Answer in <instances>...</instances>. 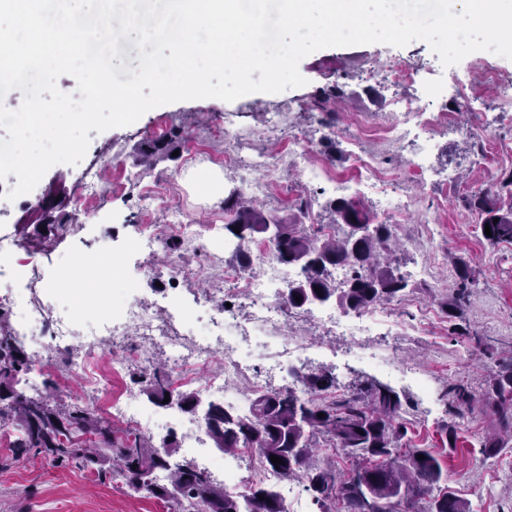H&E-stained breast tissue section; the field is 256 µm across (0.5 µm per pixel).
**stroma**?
I'll return each mask as SVG.
<instances>
[{"label": "stroma", "mask_w": 512, "mask_h": 512, "mask_svg": "<svg viewBox=\"0 0 512 512\" xmlns=\"http://www.w3.org/2000/svg\"><path fill=\"white\" fill-rule=\"evenodd\" d=\"M395 56L418 70L416 83L394 89L380 76L363 79L364 68L382 67L387 58ZM485 62L512 79V60L490 52L472 53L446 67L420 40L404 47H330L300 62L299 70L307 80L302 87L277 94L252 93L230 103L179 101L149 110L131 126L91 133L85 158L96 162L100 170L93 206L83 204V167L79 164L54 165L33 191L16 200L0 196V235L21 236L37 254V272L29 279L24 297L42 300L52 271L73 267L79 259L84 266L76 269L75 287L55 295L59 312L134 300L163 311L176 295L185 303L184 324L198 335L207 334L210 315L222 304H231L238 317H245L233 282L224 278L225 268L235 264L234 253L224 248V235L207 238L201 251H186L175 246L167 227L173 210L193 224L224 222V196L239 188L242 171L220 164L224 143L215 137V130L233 129L245 159L278 157L285 139L294 134L315 140L316 161L328 164L333 175L343 178L352 173V143L360 141L379 167L395 174L414 199L410 217L395 227L399 264L427 263L428 278L410 280L403 295L390 305L389 325L375 326L368 336H325L305 316L289 318L275 328L252 329L250 341L243 346L249 369L231 390L251 396L252 377L279 359L283 341L290 340L307 359V371L335 375L337 395L347 394L355 382L365 379L405 394L410 404L403 418L413 443L441 447L440 427L448 418L445 385L462 380L480 395L497 364L496 357L448 333L441 304L452 295L459 260L470 263L478 280L466 311L471 328L512 346V243L493 244L484 239L478 214L461 204L462 197L472 193L499 192L502 177L512 171V120L507 119L494 85L470 77ZM452 74L464 78L467 95L481 100L479 110H469L462 97L447 92ZM336 83L343 85L346 95L335 104L336 124L326 142L318 137L322 115L313 110L312 103L322 89ZM433 88L438 91L436 106L447 111L453 124L433 128L427 158L431 174L422 181L410 169L416 144H395L379 136L358 138L353 117L363 114L370 123L382 124L390 115L393 95L418 99ZM474 128L481 131L482 140L470 137ZM173 130L181 134L178 155L160 157L149 166L139 161L140 145ZM481 149L488 156L482 169L472 163ZM451 170L458 175L453 191L445 181ZM157 185L165 189L166 205L144 218L139 197ZM306 192L316 195L315 219L329 223L321 204L335 196L330 183L305 182L291 167H279L267 194L254 197L253 202L267 214L292 218L295 196ZM150 235L155 238L152 249H135V242ZM105 249L126 253L125 265L102 269L97 279L86 278L84 267L94 265ZM174 260L192 268L205 267L206 272L170 282L168 269ZM419 303L432 310L428 321L417 316ZM405 363L429 380L428 402H421L414 383L403 379L399 367ZM67 365V358L49 354L44 375L45 384L58 387L64 401L77 399L98 409L109 395L128 391L136 396L140 409L149 413L158 412L159 407L148 398L138 378L170 367L162 352L145 350L142 363L125 370L109 390L94 393L78 377L59 387L58 376ZM453 420L458 443L446 459L449 486L469 501L473 512H512V442L493 458L481 452L484 438L497 428L490 406L478 398L472 410ZM9 454L7 445L1 444L0 503L7 504L10 512H170L167 503L130 490L121 477L103 480L92 472L57 467L38 457L14 463Z\"/></svg>", "instance_id": "1"}]
</instances>
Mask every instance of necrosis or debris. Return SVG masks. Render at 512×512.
<instances>
[{
	"label": "necrosis or debris",
	"mask_w": 512,
	"mask_h": 512,
	"mask_svg": "<svg viewBox=\"0 0 512 512\" xmlns=\"http://www.w3.org/2000/svg\"><path fill=\"white\" fill-rule=\"evenodd\" d=\"M391 105L396 115L395 120L375 129L387 139L395 143L412 141L419 139L428 130L430 123L424 118L428 111L427 105L400 96L393 97ZM375 130L366 126L362 132L368 135ZM312 147V141L291 139L278 160L265 157L253 159L251 167L255 175L245 180V189L253 193L266 192L269 187L268 175L274 173L278 165L290 164L299 167L308 179L331 180L337 194L349 195L357 190L375 196L377 220L397 223L411 213L414 206L412 196L400 187L398 180L382 172L371 156L360 150L352 151L354 181L333 180L324 166L312 162ZM252 257L262 264L261 274L229 268L225 275L236 281L247 299L251 308L249 322L266 326L278 324L290 314L288 287L299 279V270L276 262L272 257V246L268 243L256 245ZM227 314V308L215 309L208 335L186 336L164 332L154 314L139 305L132 304L121 309L108 307L98 312V327L89 333L78 320L44 304L37 307L35 314L20 319L13 334L21 344L31 348L42 350L50 347L56 352L68 353V377H87L97 386L101 382L120 377L136 361L138 354L129 349L126 341L128 331L136 330L142 346L168 355L177 372V385H199L207 398L227 400L230 408L243 412L250 406L248 399L237 397L229 400L225 397L227 388L247 370L240 355L239 339H231L224 334ZM104 340L114 345L113 360L107 373L97 377L92 370L101 358L100 343ZM211 365L219 366V374L200 376V368ZM134 401L133 394L123 392L112 397L106 403L105 410L110 417L126 422L133 429L162 439L168 437L171 429H179L183 446L192 451L200 468L220 474L226 489L239 487L245 456L228 455L222 459L213 457L208 450V435L203 420L181 425L171 418L145 422Z\"/></svg>",
	"instance_id": "1"
}]
</instances>
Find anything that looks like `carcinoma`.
Wrapping results in <instances>:
<instances>
[{"label":"carcinoma","instance_id":"carcinoma-1","mask_svg":"<svg viewBox=\"0 0 512 512\" xmlns=\"http://www.w3.org/2000/svg\"><path fill=\"white\" fill-rule=\"evenodd\" d=\"M341 94L339 86H330L312 107L326 112L328 104ZM169 145V141L146 142L139 148L141 162H153ZM464 203L480 215V228L490 225L488 241L512 240V207L503 209L498 198L486 192L475 193ZM323 210L330 214L332 223L347 227L342 241L318 240L308 234L305 225L294 221L275 225L270 216L245 204L236 192L224 198V211L231 215L224 229L242 242L274 229L276 260L301 270L300 279L288 290V303L294 308L334 298L340 308L359 311L375 302L399 298L407 287L405 277L380 261L382 253L391 251L392 225L371 223L369 213L354 199L330 200ZM340 265L352 270L344 288L331 280L330 270ZM456 274L455 295L443 303L452 322L451 334L467 336L490 351L493 346L487 338L459 324L477 287L469 262L460 261ZM316 286L321 292L314 290ZM31 366V358L12 330L0 325V428L13 432L9 443L13 461L41 455L60 466L75 463L102 478L116 472L128 487L173 502L177 512H287L272 487L252 484L246 492L233 494L196 465L173 461L171 440L161 450L130 432L117 436L112 421L87 406L60 403L49 395H24L17 384ZM300 382L308 392L336 388V377L329 372L303 374ZM141 383L157 403L167 398L190 412L201 403L196 392L171 389L161 373L145 377ZM449 394L451 411L458 414L476 399L462 383L451 385ZM484 397L494 402L499 421L497 433L482 444L483 452L491 457L504 447L505 440L512 439V359L500 365ZM405 405L407 399L392 388L367 380L342 399L325 404L306 399L293 388L258 394L243 415L212 403L205 419L215 447L224 451L251 448L265 468L289 479H302L317 512H332L330 505L336 500L343 512H410L414 502L426 496V512H471L469 502L448 486L443 453L404 444ZM320 435L350 462L344 475L311 464ZM272 455L282 458V464H273ZM161 470L167 473L165 483L153 480L155 472Z\"/></svg>","mask_w":512,"mask_h":512}]
</instances>
